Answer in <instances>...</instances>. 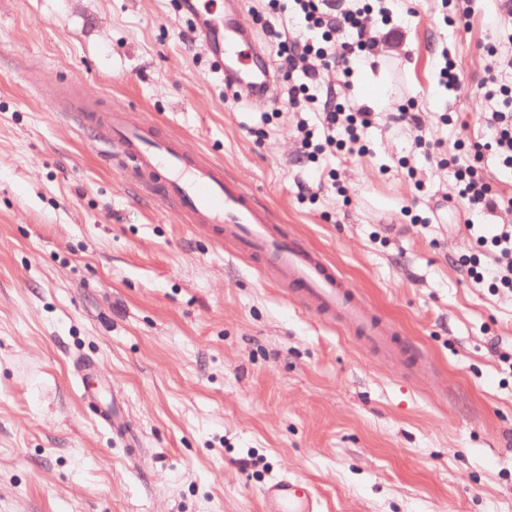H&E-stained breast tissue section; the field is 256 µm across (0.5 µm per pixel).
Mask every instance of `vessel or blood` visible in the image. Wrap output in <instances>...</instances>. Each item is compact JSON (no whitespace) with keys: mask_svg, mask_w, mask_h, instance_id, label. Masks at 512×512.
I'll return each mask as SVG.
<instances>
[{"mask_svg":"<svg viewBox=\"0 0 512 512\" xmlns=\"http://www.w3.org/2000/svg\"><path fill=\"white\" fill-rule=\"evenodd\" d=\"M198 2L179 0L181 12L196 19L197 38L213 57L224 62L226 77L244 79L250 97L267 99L273 92L271 76L265 65L247 59L242 49L234 0H229L220 18L201 17ZM77 119L105 129L118 147L116 160L134 173L133 190L172 203L188 223L210 230L216 242L255 261L269 281L290 288L329 323L352 330L369 350L411 359L418 369L426 367V358L401 341L394 324L383 320L366 298L348 288L320 252L285 225L274 223L269 211L242 183L226 175L221 165L192 156L169 134L131 123L120 110L100 115L82 107ZM262 508L263 512H323L315 486L292 476L275 478L265 486Z\"/></svg>","mask_w":512,"mask_h":512,"instance_id":"obj_1","label":"vessel or blood"}]
</instances>
